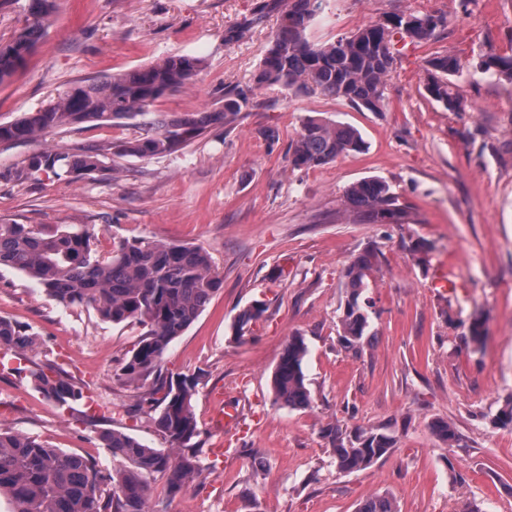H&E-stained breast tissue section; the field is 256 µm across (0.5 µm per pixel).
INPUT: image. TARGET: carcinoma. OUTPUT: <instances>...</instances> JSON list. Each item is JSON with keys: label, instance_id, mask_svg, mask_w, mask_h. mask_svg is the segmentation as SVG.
I'll return each mask as SVG.
<instances>
[{"label": "carcinoma", "instance_id": "cac0c4a2", "mask_svg": "<svg viewBox=\"0 0 512 512\" xmlns=\"http://www.w3.org/2000/svg\"><path fill=\"white\" fill-rule=\"evenodd\" d=\"M31 3L28 22L11 43L0 45V83L31 54L54 9V0ZM318 7V0H288L254 76L255 88L273 84L296 90L313 87L359 109L380 112L385 78L394 61V37L428 41L448 25L442 15L390 13L334 42L315 44L308 39L307 29ZM278 8L280 0H265L255 18L227 29L224 41L238 40ZM203 65L195 56H166L123 75L76 85L17 121L0 124V144L29 142L85 123L134 118L166 93L191 83ZM427 65L428 95L450 112L465 111L449 80L459 73L456 58L437 56ZM479 67L512 82V54L488 53ZM253 95L254 88L228 85L221 111L166 120L139 137L112 144L110 150L140 158L176 152L210 126L236 119L252 106ZM364 149L365 141L355 128L310 117L289 145L288 160L294 168L320 167ZM108 171L100 149L76 145L39 149L24 157L8 175L20 182L36 180L42 173L72 181ZM345 199L370 224H403L409 218L408 206L380 177L352 184L345 190ZM377 263L378 253L366 250L344 270L346 297L339 319V342L347 351L359 352L368 336L364 291L366 278ZM2 265L35 279L49 296L66 306L91 305L105 321L143 326L122 374L131 382L151 380L134 417L147 419L172 451L151 448L120 429L102 428L97 440L119 460L109 471L82 454L52 448L33 436L0 430V494L9 497L13 512H156L151 507L147 476L161 475L167 492L176 495L201 473L200 448L194 442L199 436L192 405L196 383L165 373L163 358L171 342L183 335L223 285L208 252L200 246L145 239L123 241L102 252L95 235L70 225L34 229L0 222ZM265 311L263 303L242 309L235 319V336L243 337ZM37 348L33 335L0 317V358L17 349ZM306 354L303 337L288 339L272 374L276 403L294 409L310 406L311 393L303 372ZM28 377L37 391L61 406L85 398L83 388L59 364L48 362L30 369ZM329 437L331 463L344 474L370 468L394 445L392 436L374 429L348 435L334 427ZM356 512L398 509L391 495L377 493L361 502Z\"/></svg>", "mask_w": 512, "mask_h": 512}]
</instances>
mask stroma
Wrapping results in <instances>:
<instances>
[{
  "instance_id": "obj_1",
  "label": "stroma",
  "mask_w": 512,
  "mask_h": 512,
  "mask_svg": "<svg viewBox=\"0 0 512 512\" xmlns=\"http://www.w3.org/2000/svg\"><path fill=\"white\" fill-rule=\"evenodd\" d=\"M261 0H56L25 63L0 83V124L19 119L70 87L135 70L173 54L203 58L183 88L156 100L145 118L122 119L37 141L0 145V171L28 153L75 143L108 151L138 136L143 120L212 112L229 84L250 87L277 26L267 16L243 40L227 27L251 18ZM387 13L440 14L448 26L418 42L395 39L382 111L359 110L317 91L281 85L255 92L251 111L211 127L187 147L149 158L109 154L107 175L64 181L0 180V222L71 224L102 249L124 240L206 249L224 284L164 355V369L196 380L204 468L201 482L168 495L149 479L162 512H355L377 494L399 512H512V427L496 416L512 400V83L478 72L482 55L512 52V0H324L308 37L336 41ZM452 55L453 82L467 105L451 112L426 93L427 62ZM317 117L357 128L363 152L325 166L292 168L288 147ZM369 177L389 182L412 208L407 224H367L345 190ZM430 250L417 259L413 246ZM379 263L367 277L372 339L359 353L338 341L343 271L367 248ZM266 312L243 338L232 328L253 301ZM487 336L469 339L476 315ZM0 316L39 341L26 365L61 364L86 398L46 400L29 377L0 365V429L75 451L109 470L89 414L153 448L164 437L127 412L147 391L122 365L143 331L102 320L86 305L65 306L25 273L0 268ZM304 336L303 371L312 404H276L271 376L289 336ZM237 405L229 434L212 420ZM450 423L447 444L432 431ZM377 429L391 453L370 468L338 473L328 431ZM261 457L262 470L252 467Z\"/></svg>"
}]
</instances>
